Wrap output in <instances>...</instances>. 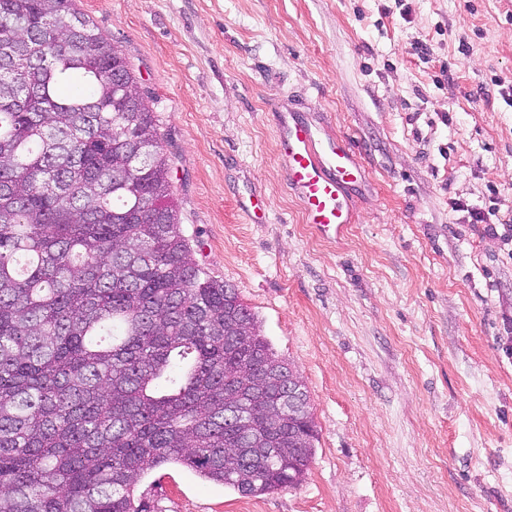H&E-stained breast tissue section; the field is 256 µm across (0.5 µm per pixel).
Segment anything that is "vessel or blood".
<instances>
[{"mask_svg": "<svg viewBox=\"0 0 512 512\" xmlns=\"http://www.w3.org/2000/svg\"><path fill=\"white\" fill-rule=\"evenodd\" d=\"M288 189L318 237L341 239L354 222L353 189L363 171L348 139L322 137L301 112L274 113Z\"/></svg>", "mask_w": 512, "mask_h": 512, "instance_id": "1", "label": "vessel or blood"}]
</instances>
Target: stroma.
Returning a JSON list of instances; mask_svg holds the SVG:
<instances>
[{"mask_svg": "<svg viewBox=\"0 0 512 512\" xmlns=\"http://www.w3.org/2000/svg\"><path fill=\"white\" fill-rule=\"evenodd\" d=\"M76 5L158 120L197 263L257 314L318 430L300 485L167 468L146 512H512V0ZM277 105L358 150L341 241L288 192ZM254 188L262 224L238 205Z\"/></svg>", "mask_w": 512, "mask_h": 512, "instance_id": "stroma-1", "label": "stroma"}]
</instances>
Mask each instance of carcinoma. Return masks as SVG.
<instances>
[{
	"instance_id": "cac0c4a2",
	"label": "carcinoma",
	"mask_w": 512,
	"mask_h": 512,
	"mask_svg": "<svg viewBox=\"0 0 512 512\" xmlns=\"http://www.w3.org/2000/svg\"><path fill=\"white\" fill-rule=\"evenodd\" d=\"M0 512H143L184 467L243 496L306 477L308 391L196 263L126 57L76 0H0Z\"/></svg>"
}]
</instances>
